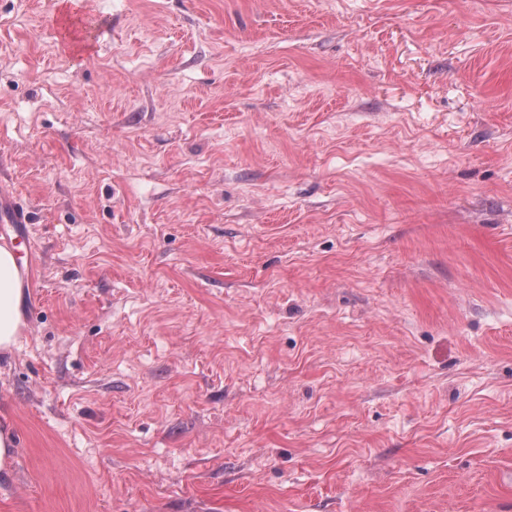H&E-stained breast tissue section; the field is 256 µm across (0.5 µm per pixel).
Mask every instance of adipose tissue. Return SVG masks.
<instances>
[{"label": "adipose tissue", "instance_id": "1", "mask_svg": "<svg viewBox=\"0 0 512 512\" xmlns=\"http://www.w3.org/2000/svg\"><path fill=\"white\" fill-rule=\"evenodd\" d=\"M23 328L17 255L0 246V353L10 352Z\"/></svg>", "mask_w": 512, "mask_h": 512}]
</instances>
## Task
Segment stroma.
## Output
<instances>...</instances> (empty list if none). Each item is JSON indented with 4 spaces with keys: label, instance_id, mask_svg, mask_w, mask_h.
I'll list each match as a JSON object with an SVG mask.
<instances>
[{
    "label": "stroma",
    "instance_id": "stroma-1",
    "mask_svg": "<svg viewBox=\"0 0 512 512\" xmlns=\"http://www.w3.org/2000/svg\"><path fill=\"white\" fill-rule=\"evenodd\" d=\"M75 8L0 0V512H512V0ZM23 328L22 288L17 254L7 245L0 246V353H8Z\"/></svg>",
    "mask_w": 512,
    "mask_h": 512
}]
</instances>
